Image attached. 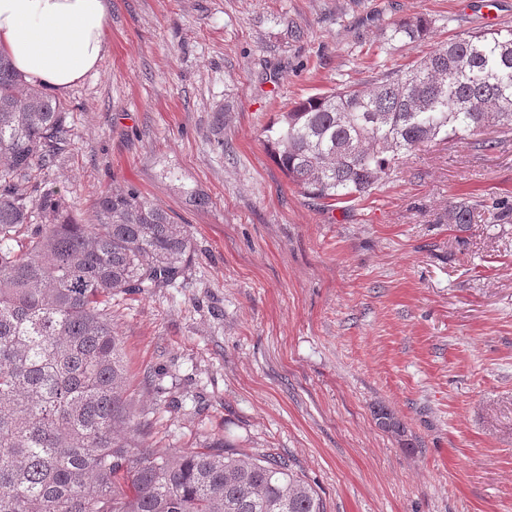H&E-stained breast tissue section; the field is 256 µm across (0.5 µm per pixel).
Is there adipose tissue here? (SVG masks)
Listing matches in <instances>:
<instances>
[{"label": "adipose tissue", "mask_w": 512, "mask_h": 512, "mask_svg": "<svg viewBox=\"0 0 512 512\" xmlns=\"http://www.w3.org/2000/svg\"><path fill=\"white\" fill-rule=\"evenodd\" d=\"M108 0H0V48L29 81L63 94L108 51Z\"/></svg>", "instance_id": "adipose-tissue-1"}]
</instances>
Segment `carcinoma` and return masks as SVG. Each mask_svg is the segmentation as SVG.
<instances>
[{
    "instance_id": "obj_1",
    "label": "carcinoma",
    "mask_w": 512,
    "mask_h": 512,
    "mask_svg": "<svg viewBox=\"0 0 512 512\" xmlns=\"http://www.w3.org/2000/svg\"><path fill=\"white\" fill-rule=\"evenodd\" d=\"M431 21H393L412 45ZM512 126V27L451 39L371 87L294 103L266 129L301 193L347 204L371 193L420 144ZM67 104L27 83L0 50V512H325L278 456L222 439L166 455L144 446L124 400L127 369L109 300L169 285L191 258L184 226L137 191L99 197L80 224L43 174L68 152ZM474 205L448 204V223ZM378 426L403 437L388 408Z\"/></svg>"
}]
</instances>
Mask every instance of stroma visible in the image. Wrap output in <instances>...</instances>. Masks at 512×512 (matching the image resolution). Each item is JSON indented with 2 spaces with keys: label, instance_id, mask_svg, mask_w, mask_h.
Instances as JSON below:
<instances>
[{
  "label": "stroma",
  "instance_id": "obj_1",
  "mask_svg": "<svg viewBox=\"0 0 512 512\" xmlns=\"http://www.w3.org/2000/svg\"><path fill=\"white\" fill-rule=\"evenodd\" d=\"M497 2L491 22L482 0H111L44 180L80 223L134 189L191 237L175 281L111 301L146 445L279 454L326 512H512V223L494 211L512 204V130L488 129L489 151L421 145L347 208L303 196L265 136L300 99L512 26ZM418 16L422 41L385 44Z\"/></svg>",
  "mask_w": 512,
  "mask_h": 512
}]
</instances>
